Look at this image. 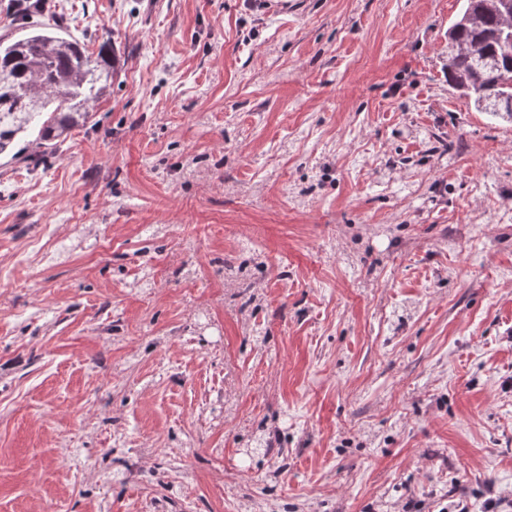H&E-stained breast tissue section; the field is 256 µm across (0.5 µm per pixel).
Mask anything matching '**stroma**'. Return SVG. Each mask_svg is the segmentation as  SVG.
Listing matches in <instances>:
<instances>
[{
  "instance_id": "35a3bbf8",
  "label": "stroma",
  "mask_w": 512,
  "mask_h": 512,
  "mask_svg": "<svg viewBox=\"0 0 512 512\" xmlns=\"http://www.w3.org/2000/svg\"><path fill=\"white\" fill-rule=\"evenodd\" d=\"M53 2L115 67L0 157V512H512V121L448 84L461 0Z\"/></svg>"
}]
</instances>
